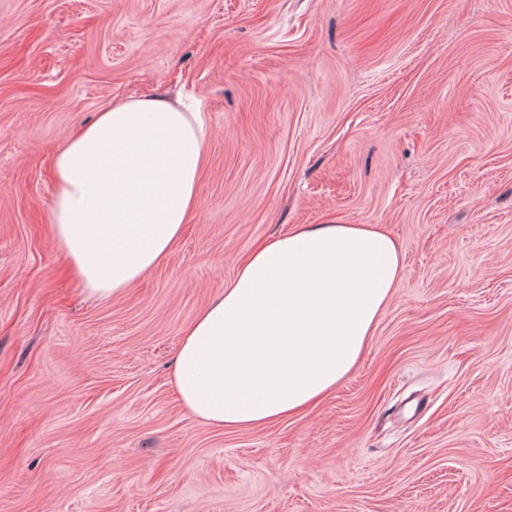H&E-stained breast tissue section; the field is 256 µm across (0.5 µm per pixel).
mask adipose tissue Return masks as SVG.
<instances>
[{
	"label": "adipose tissue",
	"instance_id": "obj_1",
	"mask_svg": "<svg viewBox=\"0 0 512 512\" xmlns=\"http://www.w3.org/2000/svg\"><path fill=\"white\" fill-rule=\"evenodd\" d=\"M207 137L201 111L148 93L113 101L55 155L50 218L84 292L122 295L167 258L197 210ZM402 272L394 239L367 224L256 249L183 331L182 405L217 428L308 407L362 359Z\"/></svg>",
	"mask_w": 512,
	"mask_h": 512
}]
</instances>
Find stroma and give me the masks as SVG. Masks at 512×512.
<instances>
[{"label":"stroma","mask_w":512,"mask_h":512,"mask_svg":"<svg viewBox=\"0 0 512 512\" xmlns=\"http://www.w3.org/2000/svg\"><path fill=\"white\" fill-rule=\"evenodd\" d=\"M153 91L210 127L198 210L89 298L53 156ZM300 224L387 231L399 286L316 405L210 426L182 330ZM0 512H512V0H0Z\"/></svg>","instance_id":"obj_1"}]
</instances>
